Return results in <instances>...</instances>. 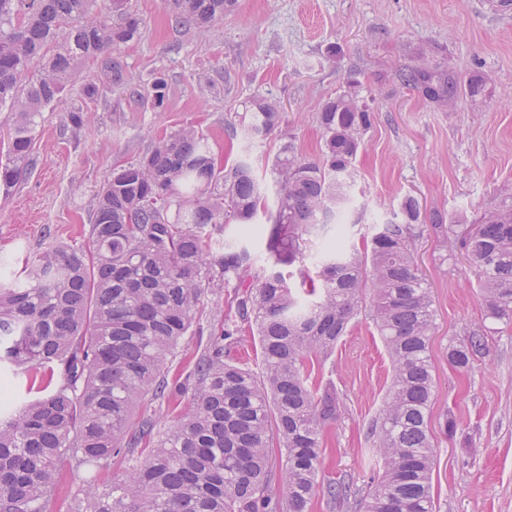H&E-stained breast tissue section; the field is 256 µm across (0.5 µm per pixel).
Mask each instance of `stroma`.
<instances>
[{
    "label": "stroma",
    "instance_id": "1",
    "mask_svg": "<svg viewBox=\"0 0 512 512\" xmlns=\"http://www.w3.org/2000/svg\"><path fill=\"white\" fill-rule=\"evenodd\" d=\"M144 20L139 37L117 52L128 80L103 82L85 102L81 82L43 112L34 162L18 183L0 187V273L18 280L28 259L57 246L88 249L97 195L115 167L145 153L158 134L192 124L216 154L254 167L267 203H274L270 167L280 145L318 159L322 106L360 83L372 125L359 152L350 202L342 219L328 218L306 241L312 255L336 239L344 222L349 241L400 212L405 196L418 200L421 223L434 211L476 221L512 186V7L491 0H238L207 30L174 25L168 0H131ZM417 44L437 60L484 83L482 95H463L435 110L405 87L396 71L410 64ZM164 79L167 94L154 107L147 91ZM276 99L283 121L263 138L229 137L225 125L255 95ZM86 105L88 121L72 127L68 111ZM416 262L432 292L435 392L429 423L436 445L433 485L437 512H512V320L486 318L478 277L460 241L449 240L440 261L432 231L417 243ZM233 291L205 293L199 333L181 339L167 364L174 391L163 402L143 401L135 418L171 424L182 403L176 385L191 376L207 342L220 334L217 312ZM485 323L490 352L470 369L449 364L450 345ZM344 396L340 419L324 434L323 476L363 481L369 470L367 426L391 383L392 364L376 331L360 322L339 341L319 370ZM452 411L456 436L443 430Z\"/></svg>",
    "mask_w": 512,
    "mask_h": 512
}]
</instances>
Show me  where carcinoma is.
I'll return each instance as SVG.
<instances>
[{
  "mask_svg": "<svg viewBox=\"0 0 512 512\" xmlns=\"http://www.w3.org/2000/svg\"><path fill=\"white\" fill-rule=\"evenodd\" d=\"M172 2L176 24L206 28L237 0ZM142 25L128 0H0V111L12 113L14 126L1 185L13 186L31 165L40 113L88 61L109 54L106 76L123 81L110 53ZM414 57L421 64L400 68L397 79L433 106H453L460 76L438 69L420 48ZM82 90L90 101L99 97L95 73L86 72ZM281 122L278 104L257 95L227 130L255 139ZM318 122L320 160L298 158L290 142L276 155L269 223H254L265 201L251 164L220 162L203 131L184 126L112 173L98 194L89 251L51 247L25 267L24 279L0 283V366L48 372L32 400L0 394V512H47L67 460L92 471L70 512H310L317 497L336 512H437L428 427L435 310L414 259L424 232L416 200L405 198L401 220L375 225L362 246L340 235L316 253V276L300 270L314 300L302 301L284 273L349 199L371 124L356 84L326 102ZM230 221L262 239L269 266L256 267L239 239L224 240V254L212 258L210 228ZM463 223L433 218L440 259H448L449 238H462L486 316L512 317V195L477 223ZM219 278L235 288L224 334L209 341L192 381L177 387L185 403L164 432L149 416L132 421L137 403L169 397L168 357L196 331L201 296ZM362 318L394 366L367 429L380 468L365 484L330 482L322 476V436L340 418L343 396L313 379L308 364L325 363ZM245 326L258 337L259 375L230 359ZM488 351L486 329L477 325L450 346L448 361L466 370ZM115 458L127 465L120 475L110 471Z\"/></svg>",
  "mask_w": 512,
  "mask_h": 512,
  "instance_id": "carcinoma-1",
  "label": "carcinoma"
}]
</instances>
